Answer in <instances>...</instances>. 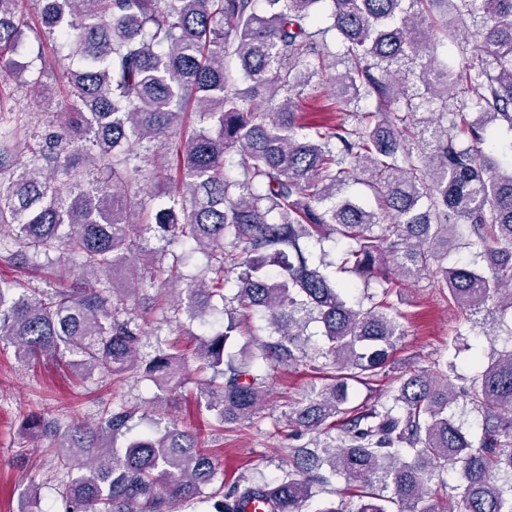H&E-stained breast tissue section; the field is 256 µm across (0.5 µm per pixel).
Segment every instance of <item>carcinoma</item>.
<instances>
[{
    "instance_id": "obj_1",
    "label": "carcinoma",
    "mask_w": 512,
    "mask_h": 512,
    "mask_svg": "<svg viewBox=\"0 0 512 512\" xmlns=\"http://www.w3.org/2000/svg\"><path fill=\"white\" fill-rule=\"evenodd\" d=\"M22 0H0V52L21 40ZM62 52L42 68L67 83L64 122L37 146L34 112L7 106L22 66L0 55V234L17 250L4 260L47 268L75 260L78 288H26L0 279V340L29 362L47 354L83 379L143 371L160 390L183 383L184 358L144 339L158 335L163 285L195 254L207 274L178 294L184 315L209 327L196 350L201 397L218 426L248 422L268 395L261 364L319 360L325 381L285 414L312 447L291 449L292 468L271 481L216 484L212 449L172 424L131 435L134 413L104 409L93 424L58 432L39 416L26 435H53L46 451L70 476L65 512H303L332 480L355 507L315 512H439L430 484L458 469L448 512H512V348L491 349L483 370L457 391V343L432 369L403 367L385 400L351 405L352 383L385 374L404 336L392 300L427 278L476 327L512 312V144L484 147L488 129H512V0H39ZM334 32L343 54L329 51ZM471 59L437 64L459 35ZM235 57L240 78L224 61ZM419 63L415 72L407 65ZM418 75L435 104L419 117ZM329 87L347 113L301 121L295 100ZM474 94L467 104L449 101ZM370 100L374 109L350 112ZM354 123L348 124L347 118ZM152 153V175L139 151ZM239 155L241 176L226 178ZM366 187L369 205L350 191ZM480 264L450 261L459 229ZM345 239L340 269L381 297L353 303L324 272L323 243ZM152 239L187 252L163 265ZM233 283L235 314L212 316ZM273 335L224 358L235 336ZM323 344L307 349L310 324ZM482 418L473 441L450 409ZM341 431L338 436L334 430ZM125 439L122 453L116 444Z\"/></svg>"
}]
</instances>
